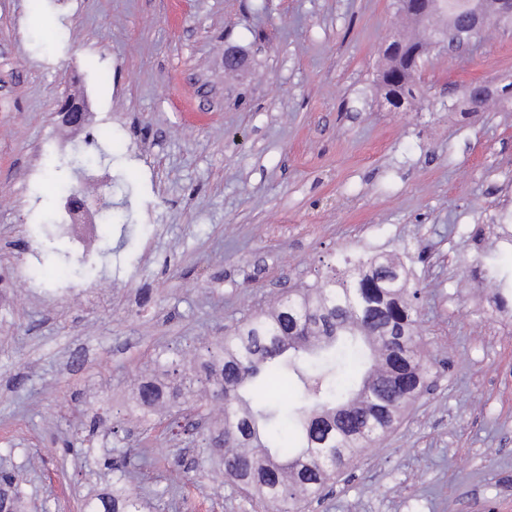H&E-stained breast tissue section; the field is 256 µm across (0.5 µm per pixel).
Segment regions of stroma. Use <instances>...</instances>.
I'll list each match as a JSON object with an SVG mask.
<instances>
[{
  "instance_id": "1",
  "label": "stroma",
  "mask_w": 512,
  "mask_h": 512,
  "mask_svg": "<svg viewBox=\"0 0 512 512\" xmlns=\"http://www.w3.org/2000/svg\"><path fill=\"white\" fill-rule=\"evenodd\" d=\"M409 30L394 0H0V469L22 512L111 493L113 449L153 512H257L209 455L219 423L173 437L133 389L375 252L412 273L436 383L311 512H512V322L483 279L491 261L512 284V28L432 53L395 112L375 81ZM72 96L78 130L56 114ZM106 120L98 195L123 221L99 225L79 306L56 281L82 256L46 219L58 184L85 193L70 162ZM34 251L45 287L21 298Z\"/></svg>"
}]
</instances>
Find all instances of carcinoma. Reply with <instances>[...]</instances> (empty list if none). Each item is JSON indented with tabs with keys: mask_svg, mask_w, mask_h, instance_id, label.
<instances>
[{
	"mask_svg": "<svg viewBox=\"0 0 512 512\" xmlns=\"http://www.w3.org/2000/svg\"><path fill=\"white\" fill-rule=\"evenodd\" d=\"M393 89L410 88L397 58L381 75ZM416 295L408 272L383 253L343 259L309 285L288 289L270 310L252 313L218 344L183 384L224 390V424L211 447L226 448L224 482L256 500L264 512H306L340 469L348 468L391 433L408 408L432 386V365L418 332ZM361 367L346 374L347 360ZM292 373L303 384L298 426L282 435L280 409L260 385ZM183 388L154 379L133 391L135 406L174 408ZM126 458L112 459L122 483ZM14 477L0 474V510L12 512ZM83 512H144L135 488L122 483L112 495L85 501Z\"/></svg>",
	"mask_w": 512,
	"mask_h": 512,
	"instance_id": "obj_1",
	"label": "carcinoma"
}]
</instances>
